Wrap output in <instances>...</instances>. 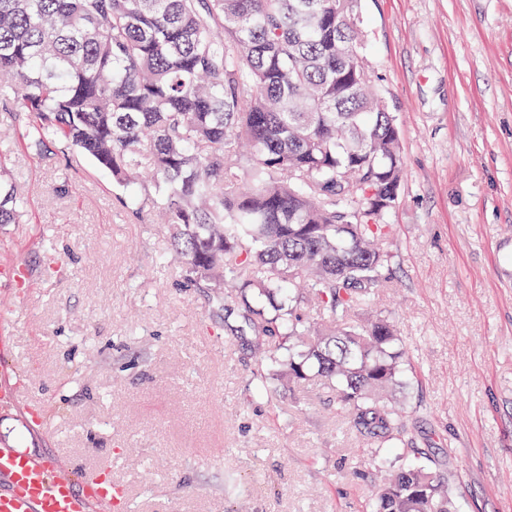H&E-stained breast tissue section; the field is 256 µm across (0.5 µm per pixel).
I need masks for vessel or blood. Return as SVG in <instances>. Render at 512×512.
Returning a JSON list of instances; mask_svg holds the SVG:
<instances>
[{
  "label": "vessel or blood",
  "instance_id": "obj_1",
  "mask_svg": "<svg viewBox=\"0 0 512 512\" xmlns=\"http://www.w3.org/2000/svg\"><path fill=\"white\" fill-rule=\"evenodd\" d=\"M122 499V490L110 480L94 478L80 490L60 473L57 459L0 448V512H97Z\"/></svg>",
  "mask_w": 512,
  "mask_h": 512
}]
</instances>
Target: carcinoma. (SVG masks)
Instances as JSON below:
<instances>
[{
	"label": "carcinoma",
	"mask_w": 512,
	"mask_h": 512,
	"mask_svg": "<svg viewBox=\"0 0 512 512\" xmlns=\"http://www.w3.org/2000/svg\"><path fill=\"white\" fill-rule=\"evenodd\" d=\"M359 2L0 0V103L30 147L93 158L133 214L170 226L186 286L265 345L258 399L312 377L336 389L364 452L394 455L366 512H450L447 477L403 463L393 317L352 321L387 283L404 167ZM24 212L0 183V224Z\"/></svg>",
	"instance_id": "cac0c4a2"
}]
</instances>
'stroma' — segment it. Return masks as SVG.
<instances>
[{
    "instance_id": "obj_1",
    "label": "stroma",
    "mask_w": 512,
    "mask_h": 512,
    "mask_svg": "<svg viewBox=\"0 0 512 512\" xmlns=\"http://www.w3.org/2000/svg\"><path fill=\"white\" fill-rule=\"evenodd\" d=\"M372 76L401 132L375 306L407 352V462L447 473L452 512H512V0H361ZM0 106V174L26 201L0 224V447L123 512H359L389 455L359 442L320 380L252 396L250 347L183 287L167 225L134 218L87 156L33 151ZM27 276L16 283L11 267Z\"/></svg>"
}]
</instances>
